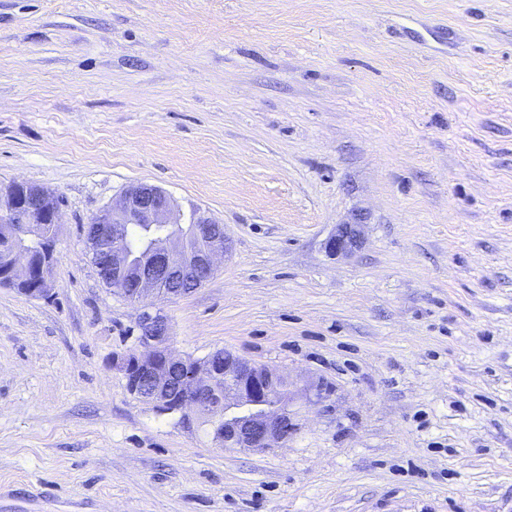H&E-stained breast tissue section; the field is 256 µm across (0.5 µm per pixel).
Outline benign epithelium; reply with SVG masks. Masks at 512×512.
<instances>
[{"label":"benign epithelium","instance_id":"benign-epithelium-1","mask_svg":"<svg viewBox=\"0 0 512 512\" xmlns=\"http://www.w3.org/2000/svg\"><path fill=\"white\" fill-rule=\"evenodd\" d=\"M49 192L25 181L0 186V216L14 225L13 233L0 240V278L20 286L22 294L42 297L48 289V270L56 258L55 243L44 236L45 225L60 221L59 207L45 206ZM182 215L163 189L138 183L129 186L120 200L97 213L86 235L97 269L112 270L108 285L126 300L143 305L135 348L112 358V368L122 374L127 391L158 411L178 413L186 420V408L208 412L219 405L215 385L224 382V424L214 435L226 448L265 451L288 441L295 430L288 411V378L276 370L251 362L228 351H215L202 360L182 357L170 347L167 317L152 311L154 297L187 294L174 288L187 281L201 287L214 273L217 261L229 250V240L218 222L201 214L190 217L183 232ZM122 224H152L161 227L153 236L148 258L132 265L128 237ZM193 238L200 248L189 251ZM39 244L41 261L20 251L18 243ZM361 246L360 225L340 224L327 240L331 255H348Z\"/></svg>","mask_w":512,"mask_h":512}]
</instances>
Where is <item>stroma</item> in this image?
<instances>
[{"instance_id":"1","label":"stroma","mask_w":512,"mask_h":512,"mask_svg":"<svg viewBox=\"0 0 512 512\" xmlns=\"http://www.w3.org/2000/svg\"><path fill=\"white\" fill-rule=\"evenodd\" d=\"M13 181L62 205L47 296L0 286V512H512V0H0ZM136 182L223 224L158 307L288 375L285 445L112 369L141 307L83 229ZM361 224H340L336 232L327 240L325 248L331 255H348L361 246Z\"/></svg>"}]
</instances>
